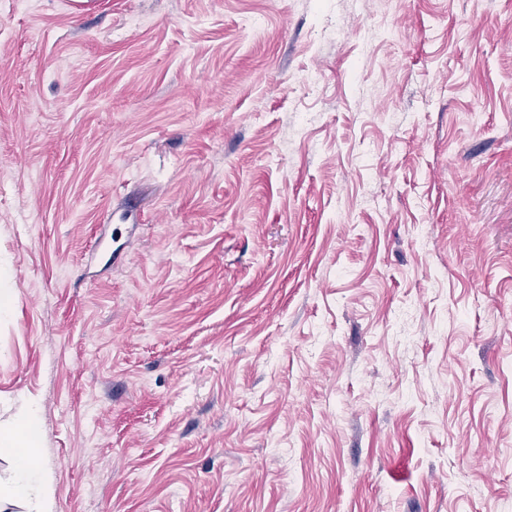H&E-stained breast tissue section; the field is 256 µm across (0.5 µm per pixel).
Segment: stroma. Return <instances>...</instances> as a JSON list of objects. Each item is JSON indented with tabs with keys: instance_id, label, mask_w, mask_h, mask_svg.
I'll list each match as a JSON object with an SVG mask.
<instances>
[{
	"instance_id": "stroma-1",
	"label": "stroma",
	"mask_w": 512,
	"mask_h": 512,
	"mask_svg": "<svg viewBox=\"0 0 512 512\" xmlns=\"http://www.w3.org/2000/svg\"><path fill=\"white\" fill-rule=\"evenodd\" d=\"M0 291L53 512H512V0H0Z\"/></svg>"
}]
</instances>
